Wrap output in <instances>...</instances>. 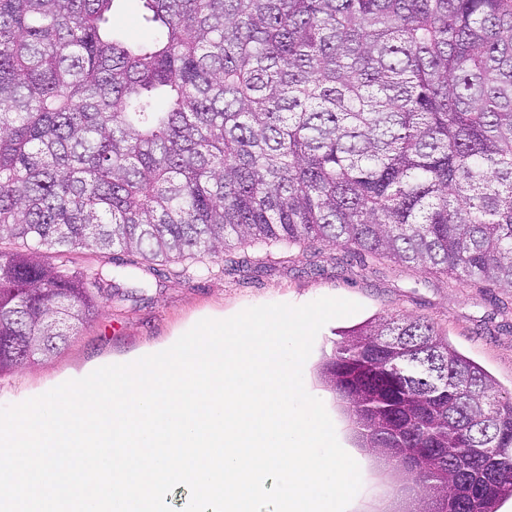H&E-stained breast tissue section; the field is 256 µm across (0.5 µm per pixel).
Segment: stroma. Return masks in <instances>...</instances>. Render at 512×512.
Listing matches in <instances>:
<instances>
[{"label": "stroma", "instance_id": "obj_1", "mask_svg": "<svg viewBox=\"0 0 512 512\" xmlns=\"http://www.w3.org/2000/svg\"><path fill=\"white\" fill-rule=\"evenodd\" d=\"M145 14L143 0H117L112 13L115 34L128 42L150 41L155 30ZM236 257L240 270L224 272L206 260L189 259L180 266L172 263L153 269L140 264L124 285L131 288L148 282L142 300L134 306L116 302L102 308L47 362L1 377L0 406L16 404L23 393L39 396L68 374L166 345L200 318L230 317L269 303L299 306L321 297L351 300L361 309L330 321L317 334L303 367L310 389L322 390L318 368L339 332L382 316L403 315L433 322L454 347L492 375L502 395L512 394V293L429 274L409 264L353 256L336 246L314 253L245 246L237 249ZM325 407L340 444L361 471V488L348 512H366L368 504L385 491L375 479L380 460L359 448L333 395H326Z\"/></svg>", "mask_w": 512, "mask_h": 512}]
</instances>
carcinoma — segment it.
Here are the masks:
<instances>
[{
	"label": "carcinoma",
	"instance_id": "carcinoma-1",
	"mask_svg": "<svg viewBox=\"0 0 512 512\" xmlns=\"http://www.w3.org/2000/svg\"><path fill=\"white\" fill-rule=\"evenodd\" d=\"M114 2L0 0V376L135 300V257L332 244L512 288V0H144L149 44ZM321 378L400 512L512 498V396L433 323L343 332ZM145 14L142 0L117 1L110 18L114 33L128 42H149L155 29L145 21ZM68 260L67 265L71 270L85 273L96 270L105 261H109L108 258L101 257L100 254L87 249L72 253Z\"/></svg>",
	"mask_w": 512,
	"mask_h": 512
}]
</instances>
